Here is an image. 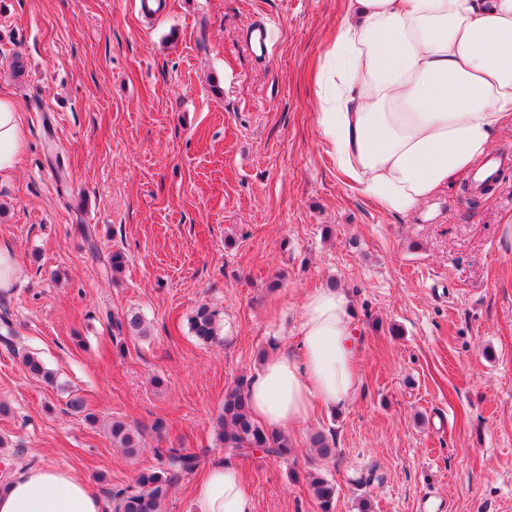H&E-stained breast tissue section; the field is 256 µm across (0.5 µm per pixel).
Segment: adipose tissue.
Masks as SVG:
<instances>
[{
    "mask_svg": "<svg viewBox=\"0 0 512 512\" xmlns=\"http://www.w3.org/2000/svg\"><path fill=\"white\" fill-rule=\"evenodd\" d=\"M317 124L349 187L406 216L437 197L512 126V0H345L316 74ZM24 143L20 114L0 95V170ZM356 321L344 290L304 301L297 353L263 360L250 411L274 430L316 407L348 406L358 387ZM0 512H102L99 495L69 472L31 467L0 486ZM192 512H256L232 463L196 482Z\"/></svg>",
    "mask_w": 512,
    "mask_h": 512,
    "instance_id": "adipose-tissue-1",
    "label": "adipose tissue"
}]
</instances>
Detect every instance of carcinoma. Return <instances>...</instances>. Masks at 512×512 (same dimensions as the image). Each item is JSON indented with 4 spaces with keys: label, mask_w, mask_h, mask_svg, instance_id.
<instances>
[{
    "label": "carcinoma",
    "mask_w": 512,
    "mask_h": 512,
    "mask_svg": "<svg viewBox=\"0 0 512 512\" xmlns=\"http://www.w3.org/2000/svg\"><path fill=\"white\" fill-rule=\"evenodd\" d=\"M0 323L4 326L0 343L20 359L30 375L47 382L52 381L51 372L38 357L17 347L10 323L6 320ZM190 326L198 339L211 342L217 337V313L202 304L193 311ZM112 328L120 334L125 330L135 333L141 331L142 321L136 314H125L112 318ZM110 433L112 443L124 449L127 454L135 455L140 451L139 433L128 423L112 421ZM215 437L219 446L229 455L242 459L250 457L254 448L279 458H286L293 451L284 433L270 430L255 422L249 410L247 389L243 383L225 392L224 406L216 422ZM155 455L161 461L159 469L141 472L135 488L120 490L112 495L115 512H162V504L175 481L194 473L200 465V457L190 452L157 448ZM309 485L319 502L321 512H334L335 485L319 474L310 475Z\"/></svg>",
    "instance_id": "obj_1"
}]
</instances>
